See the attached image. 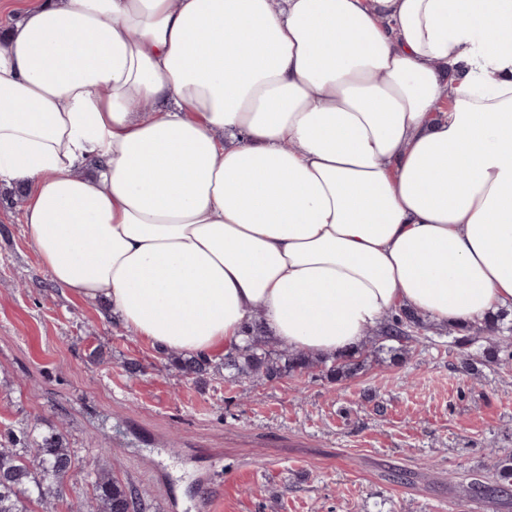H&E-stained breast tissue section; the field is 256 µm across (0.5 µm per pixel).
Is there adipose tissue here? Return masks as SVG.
<instances>
[{"instance_id": "obj_1", "label": "adipose tissue", "mask_w": 512, "mask_h": 512, "mask_svg": "<svg viewBox=\"0 0 512 512\" xmlns=\"http://www.w3.org/2000/svg\"><path fill=\"white\" fill-rule=\"evenodd\" d=\"M0 183L52 281L152 346L343 357L512 307V0H36Z\"/></svg>"}]
</instances>
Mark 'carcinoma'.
Instances as JSON below:
<instances>
[{
    "label": "carcinoma",
    "instance_id": "obj_1",
    "mask_svg": "<svg viewBox=\"0 0 512 512\" xmlns=\"http://www.w3.org/2000/svg\"><path fill=\"white\" fill-rule=\"evenodd\" d=\"M424 320L415 311L403 309L390 316L380 337L370 340V351L384 349L392 342L391 350L408 356L412 347L422 342L419 331ZM500 327L492 322L484 326H471L459 332L448 328V348L456 350L461 369L473 370L469 350L481 340L489 343L484 353L488 364L501 365L512 360V336H500ZM168 366L179 375L203 383L213 375L227 373L237 382L272 381L286 374H303L323 363L293 353L286 347L268 340L261 326L245 327L243 344L218 362L202 357L167 356ZM361 357L349 356L333 363L328 372L338 379L351 377L361 368ZM73 451L65 435L50 427L30 424L19 429L9 428L0 435V512H29L36 504L42 512H52L56 501L63 495L65 484L61 476L72 470ZM93 489L90 502L79 507L81 512H145L139 493L123 484L112 469L99 465L87 473ZM471 499L492 498L512 501V453L500 461L490 475H474L465 487Z\"/></svg>",
    "mask_w": 512,
    "mask_h": 512
}]
</instances>
